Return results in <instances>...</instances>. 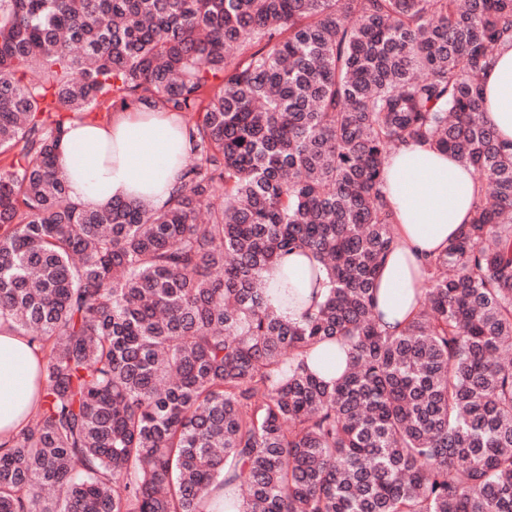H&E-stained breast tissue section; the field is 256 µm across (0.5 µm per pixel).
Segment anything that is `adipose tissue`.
<instances>
[{
  "instance_id": "1",
  "label": "adipose tissue",
  "mask_w": 512,
  "mask_h": 512,
  "mask_svg": "<svg viewBox=\"0 0 512 512\" xmlns=\"http://www.w3.org/2000/svg\"><path fill=\"white\" fill-rule=\"evenodd\" d=\"M482 116L503 142H512V42L484 73ZM190 144L178 117L140 104L113 113L110 123L74 120L64 127L55 169L72 200L89 209L112 200L162 208L179 185ZM381 191L393 215L396 241L376 282L378 325L398 333L417 308L426 263L469 223L481 188L470 168L430 144L408 142L388 159ZM317 261L293 252L263 273L270 305L297 322L328 294L327 276L311 280ZM42 353L0 322V446L11 443L40 398Z\"/></svg>"
}]
</instances>
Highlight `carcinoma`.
<instances>
[{"label": "carcinoma", "instance_id": "obj_1", "mask_svg": "<svg viewBox=\"0 0 512 512\" xmlns=\"http://www.w3.org/2000/svg\"><path fill=\"white\" fill-rule=\"evenodd\" d=\"M512 0H0V319L44 351L0 447V512H512V150L481 118ZM183 119L181 185L146 211L71 201L66 121ZM407 141L480 184L420 308L378 328ZM332 288L300 323L262 272ZM352 344L329 384L303 367ZM57 492L40 507L41 492ZM318 265L312 254L292 252L264 271L263 277L269 304L284 319L292 322L300 321L307 312L315 311L324 301L331 288L326 273L322 271L317 282L310 278L312 267ZM286 275H288V286L292 284L299 288L304 296V303L300 306L285 302L278 291L283 289Z\"/></svg>", "mask_w": 512, "mask_h": 512}]
</instances>
